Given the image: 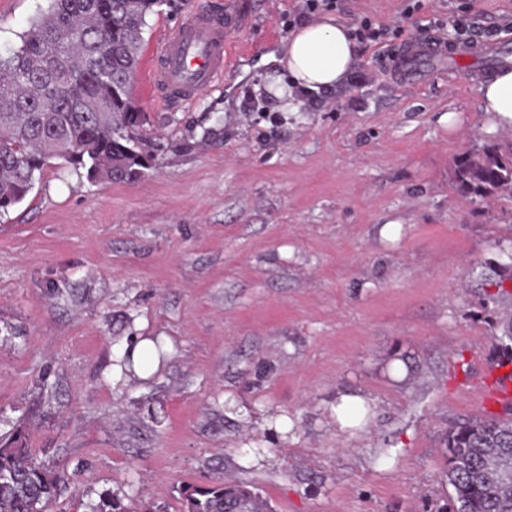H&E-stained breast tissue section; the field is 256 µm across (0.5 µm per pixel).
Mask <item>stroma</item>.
<instances>
[{"label":"stroma","instance_id":"obj_1","mask_svg":"<svg viewBox=\"0 0 512 512\" xmlns=\"http://www.w3.org/2000/svg\"><path fill=\"white\" fill-rule=\"evenodd\" d=\"M223 2L148 19L133 95L149 169L91 181L53 161L0 214V437L73 475L47 512H182L227 481L272 512H442L449 429L506 413L488 390L512 301L486 296L512 257V197L465 199L454 166L512 144L477 91L512 43V0H321L401 33L361 44L347 82L296 112L276 110L262 59L312 12L237 0L223 80L165 104L156 46ZM48 7L0 0V48ZM414 41L456 58L402 81L393 58ZM148 337L161 366L113 380ZM344 394L368 420H337Z\"/></svg>","mask_w":512,"mask_h":512}]
</instances>
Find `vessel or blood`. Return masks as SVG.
Listing matches in <instances>:
<instances>
[{"instance_id": "1", "label": "vessel or blood", "mask_w": 512, "mask_h": 512, "mask_svg": "<svg viewBox=\"0 0 512 512\" xmlns=\"http://www.w3.org/2000/svg\"><path fill=\"white\" fill-rule=\"evenodd\" d=\"M240 25L232 6L196 12L171 32L154 54L152 83L166 101L191 103L224 76L225 44Z\"/></svg>"}]
</instances>
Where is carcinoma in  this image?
<instances>
[{"label":"carcinoma","instance_id":"carcinoma-1","mask_svg":"<svg viewBox=\"0 0 512 512\" xmlns=\"http://www.w3.org/2000/svg\"><path fill=\"white\" fill-rule=\"evenodd\" d=\"M162 0H50L20 43L0 53V211L24 201L35 173L51 159L127 182L151 156L138 149L144 120L131 97L147 18ZM462 196L512 195V152L489 144L466 152L454 169ZM512 264L488 301L512 299ZM500 362L512 364V318L497 337ZM450 512H512V413L458 423L448 431ZM20 444L0 448V512H45L68 489ZM183 512H271L266 498L240 483L185 495Z\"/></svg>","mask_w":512,"mask_h":512}]
</instances>
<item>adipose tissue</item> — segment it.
Listing matches in <instances>:
<instances>
[{"label": "adipose tissue", "instance_id": "ef3b65f1", "mask_svg": "<svg viewBox=\"0 0 512 512\" xmlns=\"http://www.w3.org/2000/svg\"><path fill=\"white\" fill-rule=\"evenodd\" d=\"M358 43L352 29L332 13L299 25L276 59L277 71L267 74V89L284 112L298 111L306 95L341 86L354 69ZM480 108L490 128H512V67L478 84Z\"/></svg>", "mask_w": 512, "mask_h": 512}]
</instances>
